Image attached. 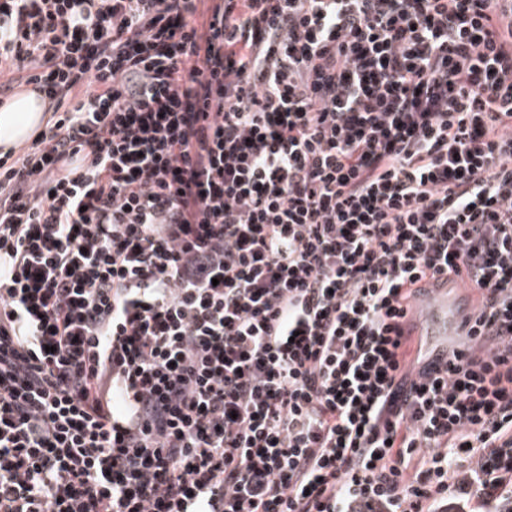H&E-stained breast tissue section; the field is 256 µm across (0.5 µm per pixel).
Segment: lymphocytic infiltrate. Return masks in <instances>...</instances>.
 I'll return each instance as SVG.
<instances>
[{"instance_id":"1","label":"lymphocytic infiltrate","mask_w":512,"mask_h":512,"mask_svg":"<svg viewBox=\"0 0 512 512\" xmlns=\"http://www.w3.org/2000/svg\"><path fill=\"white\" fill-rule=\"evenodd\" d=\"M13 73L0 512L512 505V0H0ZM44 107L41 100L34 95L22 92L0 109V146L5 145L4 152L12 146L23 145L41 122ZM455 288L458 290L460 286L456 285ZM457 290L450 289L448 291L449 301L446 298H440L432 302L430 307L423 310V316L420 319L422 336H427L428 347L432 350V360H438L445 352L442 347H435L436 337L448 335V314L457 305Z\"/></svg>"}]
</instances>
